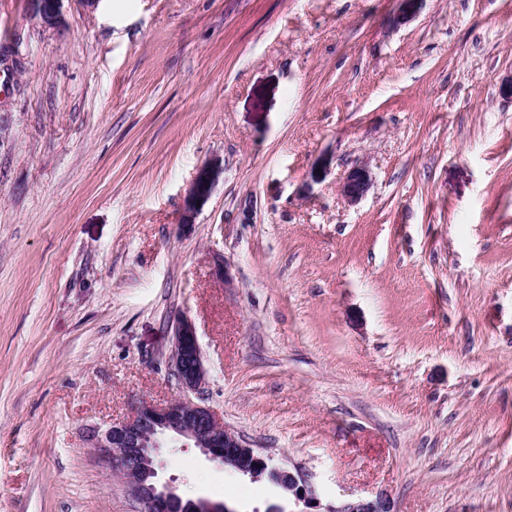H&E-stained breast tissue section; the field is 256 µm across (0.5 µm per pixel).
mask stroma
<instances>
[{"label": "stroma", "mask_w": 512, "mask_h": 512, "mask_svg": "<svg viewBox=\"0 0 512 512\" xmlns=\"http://www.w3.org/2000/svg\"><path fill=\"white\" fill-rule=\"evenodd\" d=\"M400 9L0 0V512H136L87 434L177 395L180 319L209 405L322 504L512 512V0ZM372 176L370 170L359 165L351 168L344 176L341 183V195L351 204L362 199L371 186Z\"/></svg>", "instance_id": "35a3bbf8"}]
</instances>
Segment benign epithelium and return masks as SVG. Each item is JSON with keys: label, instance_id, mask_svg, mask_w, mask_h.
I'll return each mask as SVG.
<instances>
[{"label": "benign epithelium", "instance_id": "7a95c632", "mask_svg": "<svg viewBox=\"0 0 512 512\" xmlns=\"http://www.w3.org/2000/svg\"><path fill=\"white\" fill-rule=\"evenodd\" d=\"M39 16L50 24L60 15L63 0H37ZM370 170L351 168L341 183V195L354 204L371 186ZM179 394L164 403L143 399L130 414L108 427L89 429L93 447L112 462L129 495L138 503V512H196L200 500L179 494L173 486L162 484L151 466V455L164 447L163 438L180 442L182 448H198L212 462L254 481L264 480L295 503L303 512H393L388 496L347 499L322 505L314 485L302 470H291L258 452L237 432L224 425L203 397L206 370L202 352L191 322L174 325L168 356Z\"/></svg>", "mask_w": 512, "mask_h": 512}]
</instances>
